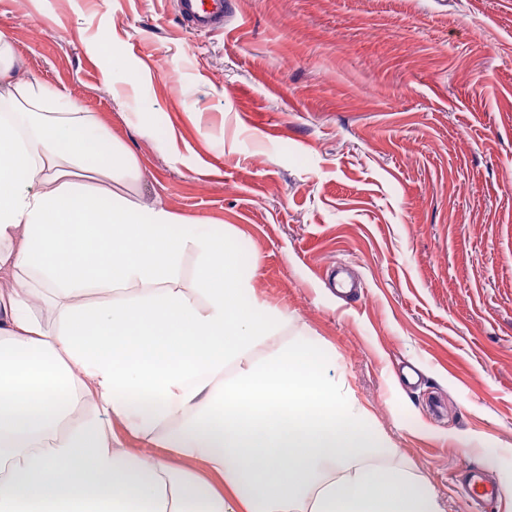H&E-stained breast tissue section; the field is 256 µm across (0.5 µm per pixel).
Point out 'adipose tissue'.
<instances>
[{"label":"adipose tissue","instance_id":"adipose-tissue-1","mask_svg":"<svg viewBox=\"0 0 512 512\" xmlns=\"http://www.w3.org/2000/svg\"><path fill=\"white\" fill-rule=\"evenodd\" d=\"M11 48L0 29V512H443L383 464L327 351L268 348L291 318L253 300L226 234L132 194L136 156L16 81Z\"/></svg>","mask_w":512,"mask_h":512}]
</instances>
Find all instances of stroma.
Listing matches in <instances>:
<instances>
[{"instance_id":"obj_1","label":"stroma","mask_w":512,"mask_h":512,"mask_svg":"<svg viewBox=\"0 0 512 512\" xmlns=\"http://www.w3.org/2000/svg\"><path fill=\"white\" fill-rule=\"evenodd\" d=\"M0 0L14 77L227 231L445 512H512V0ZM412 363L416 384L398 369ZM505 492L471 507L464 471ZM184 20L194 31H213L224 27V0H176Z\"/></svg>"}]
</instances>
